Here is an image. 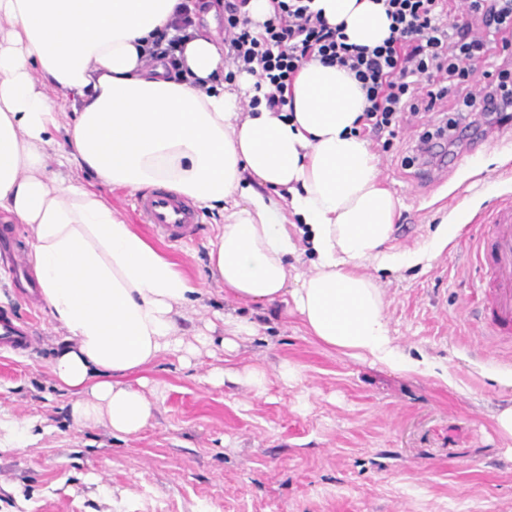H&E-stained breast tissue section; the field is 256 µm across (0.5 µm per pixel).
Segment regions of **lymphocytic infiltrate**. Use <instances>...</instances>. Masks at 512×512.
<instances>
[{"mask_svg":"<svg viewBox=\"0 0 512 512\" xmlns=\"http://www.w3.org/2000/svg\"><path fill=\"white\" fill-rule=\"evenodd\" d=\"M391 36L375 47L346 43L340 29L312 11L311 0H272L273 11L252 24L248 0H224V57L237 71L259 69L267 91L250 106L284 111L300 67L312 60L348 70L361 84L363 130L390 149L402 124L448 107L445 124L419 132L402 164L415 166L446 140L465 132L461 113L512 121V64L491 67L512 49V0H381ZM483 82H476V74Z\"/></svg>","mask_w":512,"mask_h":512,"instance_id":"lymphocytic-infiltrate-1","label":"lymphocytic infiltrate"}]
</instances>
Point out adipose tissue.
Instances as JSON below:
<instances>
[{
  "label": "adipose tissue",
  "instance_id": "obj_1",
  "mask_svg": "<svg viewBox=\"0 0 512 512\" xmlns=\"http://www.w3.org/2000/svg\"><path fill=\"white\" fill-rule=\"evenodd\" d=\"M181 0H0V213L31 232L27 262L55 328L69 345L51 362L71 392L73 419L130 437L154 406L126 382L162 352L183 351L178 310L203 289L118 217L97 192L48 171L57 144L103 185L134 194L162 185L217 211L208 250L213 283L250 303L279 304L321 343L392 369L431 374L390 334L382 291L368 267L397 271L430 261L448 243L392 251L399 200L356 133L366 106L359 83L313 60L291 88L293 115L243 111L255 75L226 89L224 45L189 28L168 78L151 59L157 32ZM348 43L390 34L378 0H315ZM71 117L56 112L49 89ZM309 250L313 269L289 275Z\"/></svg>",
  "mask_w": 512,
  "mask_h": 512
}]
</instances>
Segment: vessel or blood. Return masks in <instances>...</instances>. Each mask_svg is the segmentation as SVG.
Listing matches in <instances>:
<instances>
[{"instance_id":"vessel-or-blood-1","label":"vessel or blood","mask_w":512,"mask_h":512,"mask_svg":"<svg viewBox=\"0 0 512 512\" xmlns=\"http://www.w3.org/2000/svg\"><path fill=\"white\" fill-rule=\"evenodd\" d=\"M141 223L151 225L164 239L186 240L199 222L194 204L172 191L156 187L135 203ZM474 261L481 272L475 293L481 328L498 344L512 347V200H499L485 230L475 240ZM35 342L29 326L13 315L0 314V347L16 354L28 352Z\"/></svg>"}]
</instances>
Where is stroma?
<instances>
[{
  "label": "stroma",
  "instance_id": "obj_1",
  "mask_svg": "<svg viewBox=\"0 0 512 512\" xmlns=\"http://www.w3.org/2000/svg\"><path fill=\"white\" fill-rule=\"evenodd\" d=\"M419 122L404 126L389 151L366 141L379 177L402 202L391 244L414 251L438 225L457 233L430 263L376 271L396 344L427 357L435 375L404 374L321 345L296 317L275 306L226 298L210 284L208 245L217 213L201 209L194 241L165 240L139 223L134 197L97 186L127 223L204 288L178 323L187 343L206 345L180 361L162 354L141 375L156 408L139 434L112 436L80 427L50 363L63 345L32 289L31 277L0 274V310L30 326L24 355L0 350V417L34 421L23 448L0 451V512H512V440L495 412L512 404V349L474 324L481 273L470 241L474 216L494 198L512 197V142L490 130L477 153L455 149L443 186L404 169ZM260 324L257 335L223 345L220 313ZM300 370L294 384L282 362ZM258 369L263 391L210 383L214 370Z\"/></svg>",
  "mask_w": 512,
  "mask_h": 512
}]
</instances>
